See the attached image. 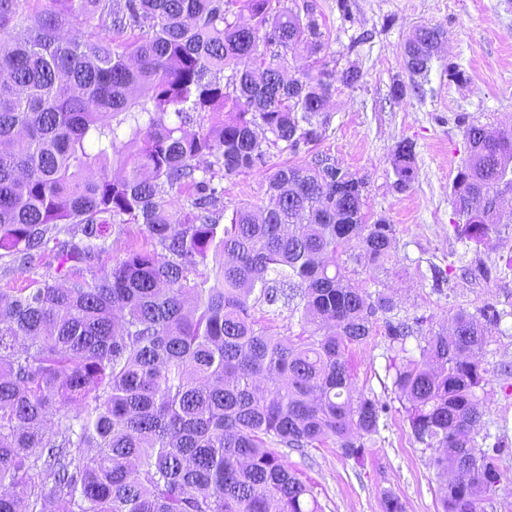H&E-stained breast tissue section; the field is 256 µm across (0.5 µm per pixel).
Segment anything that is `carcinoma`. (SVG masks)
<instances>
[{
    "label": "carcinoma",
    "instance_id": "cac0c4a2",
    "mask_svg": "<svg viewBox=\"0 0 512 512\" xmlns=\"http://www.w3.org/2000/svg\"><path fill=\"white\" fill-rule=\"evenodd\" d=\"M29 2L0 0V259L20 275L48 252L56 266L0 294V512H48L50 499L63 512H322L281 449L332 440L362 455L385 405L355 389L347 352L379 327L402 353L420 339L391 364L393 386L437 474L462 475L443 484L441 512H484L504 452L473 437L496 305L425 330L355 286L341 256L384 268L395 228L366 221V178L327 155L278 168L261 213L219 224L224 177L323 137L336 75L286 77L281 54L323 50L314 15L273 0ZM441 39L412 31L410 75H427ZM203 112L224 119L189 128ZM461 123L453 205L461 234L486 236L512 192V130ZM413 163L400 142L396 189ZM164 187L192 199L177 206ZM115 224L142 225L160 250L127 243L98 266ZM259 302L312 330L269 333Z\"/></svg>",
    "mask_w": 512,
    "mask_h": 512
}]
</instances>
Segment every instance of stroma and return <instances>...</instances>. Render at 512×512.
<instances>
[{"mask_svg": "<svg viewBox=\"0 0 512 512\" xmlns=\"http://www.w3.org/2000/svg\"><path fill=\"white\" fill-rule=\"evenodd\" d=\"M312 10L324 34L318 56L297 52L293 67L321 63L343 71L353 66L361 81L339 88L329 103L330 122L317 144L297 153L273 147L265 167L225 178L224 211L265 202L268 174L285 162L305 163L315 154L365 175L367 220L386 217L396 226L394 257L386 268L349 262L353 283L369 293L392 297L401 318L421 317L441 328L459 309L476 311L496 303L503 317L482 355L485 381L477 394L484 417L477 431L481 448L504 441L509 451L498 462L507 480L491 488L485 512H512V195L501 202V222L487 238L458 236L452 182L468 157L459 115L490 130L512 129V0H350L343 19L337 0H283ZM445 33L422 91L396 97L394 81L409 83L403 45L419 25ZM465 77H449V65ZM414 146L415 179L406 191L394 187V152L399 142ZM354 385L388 409L379 431L366 442L361 460L345 457L333 443L286 450L288 465L308 482L322 512H383L387 495L399 497L404 512H440L443 483L430 454L411 433L393 386L392 352L383 334L350 346Z\"/></svg>", "mask_w": 512, "mask_h": 512, "instance_id": "obj_1", "label": "stroma"}]
</instances>
